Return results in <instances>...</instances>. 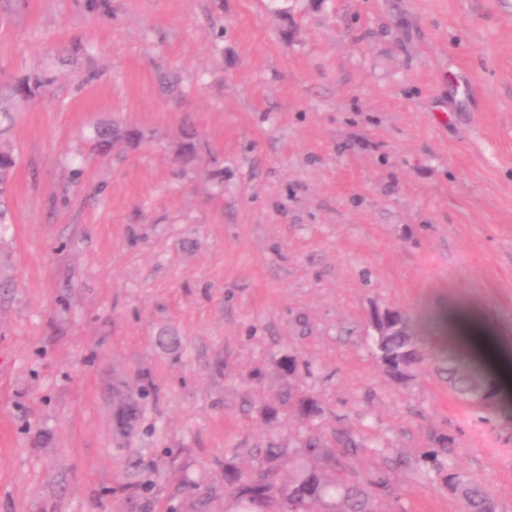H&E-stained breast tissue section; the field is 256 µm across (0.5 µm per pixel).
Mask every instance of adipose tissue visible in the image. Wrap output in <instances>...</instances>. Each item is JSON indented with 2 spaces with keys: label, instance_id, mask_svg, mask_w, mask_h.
<instances>
[{
  "label": "adipose tissue",
  "instance_id": "obj_1",
  "mask_svg": "<svg viewBox=\"0 0 512 512\" xmlns=\"http://www.w3.org/2000/svg\"><path fill=\"white\" fill-rule=\"evenodd\" d=\"M450 341L493 374L502 391L512 390V345L480 318L461 313L449 323Z\"/></svg>",
  "mask_w": 512,
  "mask_h": 512
}]
</instances>
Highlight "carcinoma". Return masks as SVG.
<instances>
[{
  "mask_svg": "<svg viewBox=\"0 0 512 512\" xmlns=\"http://www.w3.org/2000/svg\"><path fill=\"white\" fill-rule=\"evenodd\" d=\"M71 63L70 52L66 50L56 65L35 67L9 83L0 84V120H11L13 113L21 111L23 102L31 104L48 97L57 81L66 76L64 67ZM120 130L121 126L114 122L98 123L93 128V149L101 152L112 146V132ZM15 166V156L0 151V196L6 190ZM403 320V330L374 339L379 363L396 383L402 385L408 383L420 368L425 347L424 340L413 330L410 318L405 315ZM448 375L455 393L479 407L484 406V401L497 397L496 386L486 371L466 356L451 360ZM424 459L429 463L426 474L433 475V479L460 502L462 512H492L495 509L494 498L488 490L466 475L452 458H439V451L435 449L427 452ZM225 480L235 489L239 512H271V508L281 509L286 504L291 505L292 512H316L317 506L334 493L340 494L341 510L332 512H373V489L387 488L383 479L367 487L341 476L329 481L315 469L304 470L284 490L277 486L270 474L248 480L230 469L225 471Z\"/></svg>",
  "mask_w": 512,
  "mask_h": 512,
  "instance_id": "carcinoma-1",
  "label": "carcinoma"
}]
</instances>
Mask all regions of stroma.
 Masks as SVG:
<instances>
[{
	"label": "stroma",
	"mask_w": 512,
	"mask_h": 512,
	"mask_svg": "<svg viewBox=\"0 0 512 512\" xmlns=\"http://www.w3.org/2000/svg\"><path fill=\"white\" fill-rule=\"evenodd\" d=\"M69 45L0 133V512H236L227 468L342 433L377 512H460L441 435L512 512V396L435 371L454 312L512 343V0H0V81ZM104 119L138 139L92 155ZM377 307L425 338L407 385Z\"/></svg>",
	"instance_id": "1"
}]
</instances>
